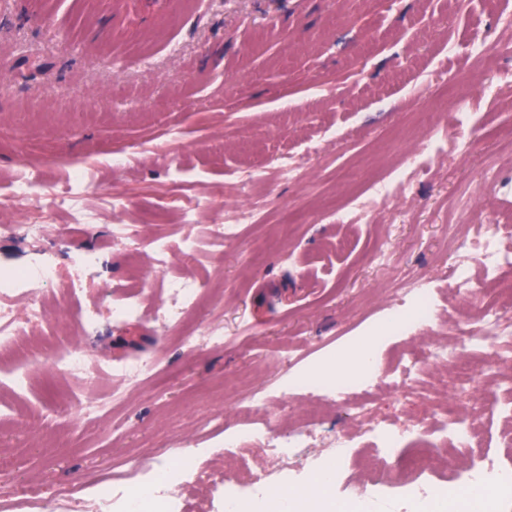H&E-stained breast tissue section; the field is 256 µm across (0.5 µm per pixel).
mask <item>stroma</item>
I'll use <instances>...</instances> for the list:
<instances>
[{
	"label": "stroma",
	"instance_id": "obj_1",
	"mask_svg": "<svg viewBox=\"0 0 512 512\" xmlns=\"http://www.w3.org/2000/svg\"><path fill=\"white\" fill-rule=\"evenodd\" d=\"M511 15L512 0H9L0 8V125L14 133L0 140V225L48 226L38 243L0 235V267L38 253L56 267L47 292L53 333L32 336L26 348L38 363L31 388L18 395L0 386V501L28 488L92 494L95 480L162 446L198 449L204 468L226 465L225 479L256 480L262 473L246 469L248 451L224 445L234 408L256 391L335 371L382 326L402 284L433 289L440 320L413 336L383 337L381 371H391L403 349L470 327L477 309L449 286L451 243L489 217L512 214V192L492 190L512 185V85L493 100L480 93L490 74L512 69V28L503 24ZM475 33L495 43L491 61L469 56ZM319 83L329 93L317 92ZM460 102L478 123L453 132L459 149L434 155L410 192L371 223L328 220L331 210L367 197L386 159L419 141L417 110L441 112L431 129L439 135L444 114ZM328 127L336 140L308 153ZM114 150L127 152L126 166L112 167ZM282 153L302 158L300 181L276 177ZM174 158L187 169L178 180L169 170ZM26 162L57 182L70 165L87 168L95 223L5 205L8 182ZM255 171L264 186L238 240L173 258L175 272L217 290L188 323L163 329L148 315L134 324L107 315L95 334L77 329L64 293L75 252L102 255L86 279L87 303L107 307L111 285L138 274L153 308L162 288L150 239L178 236L181 207L201 196L212 206L196 222L213 223ZM115 193L129 209L112 211ZM116 224L138 225V240L113 242ZM208 326L223 332V348L189 342L193 328ZM60 342L93 363L149 353L157 368L90 419L89 382L50 367ZM420 390L430 402L390 392L369 401L379 416L412 420L448 401L466 411L480 410L487 396L512 402L505 379L489 391L476 385L442 396L426 378ZM357 425L352 403L326 402L316 446L294 451L292 472L304 474L315 455L337 460L328 439Z\"/></svg>",
	"mask_w": 512,
	"mask_h": 512
}]
</instances>
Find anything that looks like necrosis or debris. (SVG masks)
<instances>
[{"mask_svg": "<svg viewBox=\"0 0 512 512\" xmlns=\"http://www.w3.org/2000/svg\"><path fill=\"white\" fill-rule=\"evenodd\" d=\"M427 144L425 151L407 156L394 167L375 188L381 202L399 198L405 185L414 178L425 152L434 151ZM92 191V181L86 169L76 168L70 173L66 189L28 178H17L10 189L13 204L41 211H67L80 223L90 224L94 214L84 201ZM503 226L499 218H491L481 225L476 240L462 247L456 262V286L465 297L480 300L483 286L473 279L472 264L481 265L487 276H494L504 265H512V252L498 248ZM171 243L163 238L151 242L152 269L166 278L168 297L156 312L157 320L165 324L180 323L184 314L198 302L204 285L201 282L171 276ZM99 254L84 250L76 254L75 264L81 274L68 283V294L76 319L85 334L97 331L100 310L80 302L86 288V277L99 265ZM54 282L51 261L38 258L28 267L18 270H0V363H6L5 374L12 389L26 391L32 375L30 365H13V358L23 351V338L33 321H46L42 303L45 286ZM402 310L396 311L388 325L391 333L407 332L415 326L429 324L433 319L435 303L432 295L423 289L407 288L401 300ZM479 349L493 348L503 361L512 360V311L495 305H485L467 335L448 344L437 343L424 351H412L401 357L393 375L373 373L362 376L360 385L385 386L390 391L406 392L420 383L431 366L444 362H460L456 383L474 382L475 371L460 357L469 344ZM266 396H255L241 404L235 412L244 426L235 437L239 448L254 449L264 470L284 471L294 449L304 448L316 437L313 426L317 410H310L306 424L274 437L267 427L251 423L253 411L266 405ZM358 416L364 422L363 439L376 450L375 458L396 473L388 481L373 480L353 488L348 495L338 493L340 481L332 479L324 484L322 499L334 512H373L376 505L389 499L406 502L417 496L422 475L432 473L433 461L443 449H473L470 462L460 473L449 475V496L464 501L468 512H512V458L496 461L484 450L482 428L455 408L437 413L432 422L376 421L371 408L357 405ZM171 449H158L153 459L141 462L139 468L127 472L121 481L100 485L96 494L77 497L61 491L46 498L36 491L21 494L13 512H185L184 492L196 486H220L224 512H235L243 499L260 498L268 494L267 485L250 482L244 485L225 483L220 472L198 469L194 455L182 457L178 467L169 464Z\"/></svg>", "mask_w": 512, "mask_h": 512, "instance_id": "necrosis-or-debris-1", "label": "necrosis or debris"}]
</instances>
